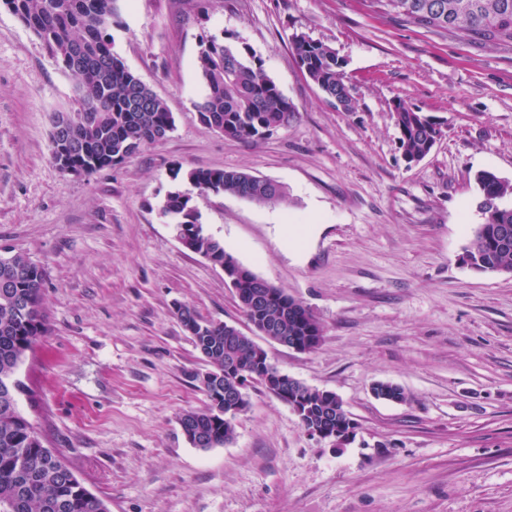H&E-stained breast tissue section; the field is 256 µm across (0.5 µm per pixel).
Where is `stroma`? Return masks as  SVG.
Returning a JSON list of instances; mask_svg holds the SVG:
<instances>
[{
    "instance_id": "stroma-1",
    "label": "stroma",
    "mask_w": 512,
    "mask_h": 512,
    "mask_svg": "<svg viewBox=\"0 0 512 512\" xmlns=\"http://www.w3.org/2000/svg\"><path fill=\"white\" fill-rule=\"evenodd\" d=\"M119 0L113 51L161 97L175 129L121 165L63 173L49 117L75 79L0 7V250L43 265L49 332L17 376L20 412L109 512H512V274L461 257L480 217L478 171L512 181V51L371 13L364 0ZM303 33L346 62L343 111L297 66ZM249 47L297 107L271 137L199 119L202 36ZM401 100L444 134L410 164ZM243 170L287 203L195 196L205 230L319 318L318 349L261 340L282 373L335 392L356 422L341 448L288 405L249 392L236 438L190 445L206 368L174 315L250 333L220 267L185 248L159 206L174 168ZM377 382L406 401L374 396Z\"/></svg>"
}]
</instances>
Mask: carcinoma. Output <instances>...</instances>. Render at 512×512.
Returning <instances> with one entry per match:
<instances>
[{"instance_id":"obj_1","label":"carcinoma","mask_w":512,"mask_h":512,"mask_svg":"<svg viewBox=\"0 0 512 512\" xmlns=\"http://www.w3.org/2000/svg\"><path fill=\"white\" fill-rule=\"evenodd\" d=\"M118 0H0L38 36L61 68L76 78V108L68 113L76 147L62 153L51 150L63 172L74 169L92 174L114 167L160 141L174 129L167 106L148 85L130 71L112 51L107 30L118 16ZM383 13L429 30L459 31L468 41H495L512 48V0H369ZM296 63L330 100L346 88L343 67L329 45L304 34L291 41ZM197 67L206 94L197 109L210 129L236 140L267 138L288 126L296 106L280 91L262 64L246 48L224 44L215 35L201 38ZM423 113L399 101L392 117L404 155L424 157L439 133L421 120ZM173 177L192 185L198 194L229 193L259 204L288 201L284 186L241 170L176 168ZM476 210L481 216L464 251V262L482 273H512V181L490 171L475 178ZM162 217L175 225L184 246L234 279L237 301L248 321L259 331L280 324V336L305 340L311 351L321 343L323 327L317 316L280 288L243 267L224 250V242L205 232L193 197L175 188L160 207ZM45 269L21 253L0 254V512H109L104 500L89 492L43 445L36 428L20 413L17 396L23 391L16 373L27 353L47 332L43 302ZM175 314L191 337L205 372L192 378L205 392L207 404L179 416L184 435L193 447L208 450L234 440V420L224 418V357L228 325L203 319L195 307L179 304ZM276 367L258 372L252 385L272 394L277 388ZM377 397L406 400L405 391L377 382ZM293 401L311 416L329 421L341 431L339 440L352 436L356 423L342 400L325 390L302 385L291 391Z\"/></svg>"}]
</instances>
